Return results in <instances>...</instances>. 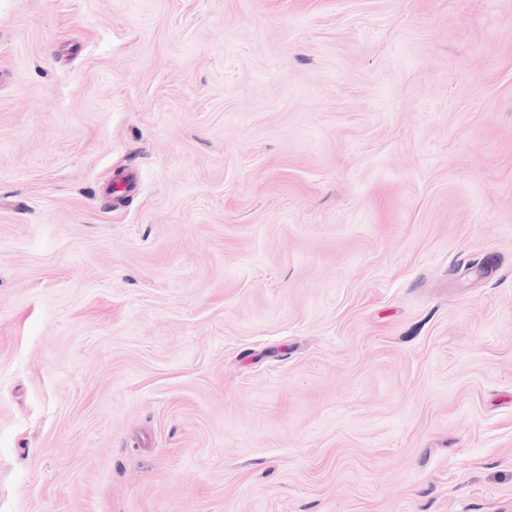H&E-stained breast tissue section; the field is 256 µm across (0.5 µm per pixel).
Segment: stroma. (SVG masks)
Here are the masks:
<instances>
[{"instance_id": "35a3bbf8", "label": "stroma", "mask_w": 512, "mask_h": 512, "mask_svg": "<svg viewBox=\"0 0 512 512\" xmlns=\"http://www.w3.org/2000/svg\"><path fill=\"white\" fill-rule=\"evenodd\" d=\"M0 512H512V0H0Z\"/></svg>"}]
</instances>
